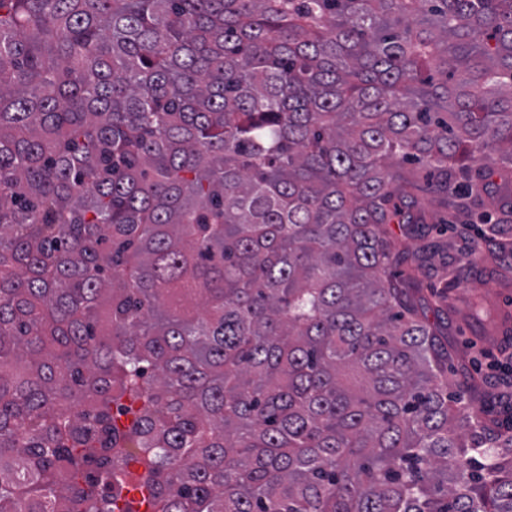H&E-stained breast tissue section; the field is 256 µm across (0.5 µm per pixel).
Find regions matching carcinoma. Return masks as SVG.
Masks as SVG:
<instances>
[{"mask_svg": "<svg viewBox=\"0 0 512 512\" xmlns=\"http://www.w3.org/2000/svg\"><path fill=\"white\" fill-rule=\"evenodd\" d=\"M406 164L509 193L512 0H0V512H512Z\"/></svg>", "mask_w": 512, "mask_h": 512, "instance_id": "cac0c4a2", "label": "carcinoma"}]
</instances>
